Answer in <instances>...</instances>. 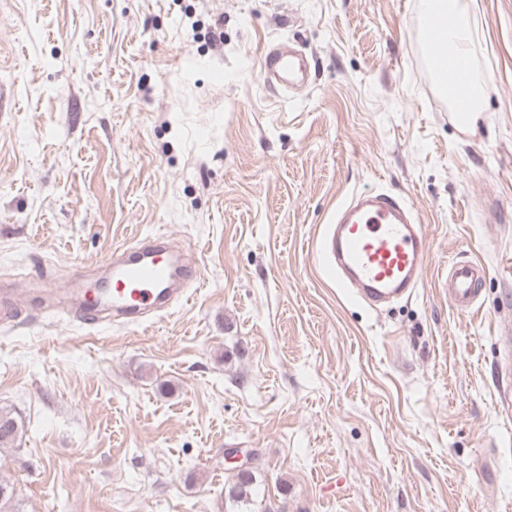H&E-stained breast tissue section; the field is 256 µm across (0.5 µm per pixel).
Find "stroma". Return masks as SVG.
<instances>
[{
	"label": "stroma",
	"instance_id": "1",
	"mask_svg": "<svg viewBox=\"0 0 512 512\" xmlns=\"http://www.w3.org/2000/svg\"><path fill=\"white\" fill-rule=\"evenodd\" d=\"M475 132L452 119L422 0H0V449L16 512H512V0H470ZM221 21L224 43L208 31ZM287 42L307 86H265ZM403 198L422 288L371 311L318 267L351 194ZM150 233L187 303L144 325L42 312ZM482 264L477 305L448 265ZM230 448L256 493L229 499ZM484 278L481 264L470 260H459L448 269V301L462 311L470 310L480 294ZM24 425L10 410L0 409V448H11L22 434Z\"/></svg>",
	"mask_w": 512,
	"mask_h": 512
}]
</instances>
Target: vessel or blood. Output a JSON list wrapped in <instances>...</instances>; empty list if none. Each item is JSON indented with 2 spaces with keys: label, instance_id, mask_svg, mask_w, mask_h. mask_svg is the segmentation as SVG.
<instances>
[{
  "label": "vessel or blood",
  "instance_id": "vessel-or-blood-1",
  "mask_svg": "<svg viewBox=\"0 0 512 512\" xmlns=\"http://www.w3.org/2000/svg\"><path fill=\"white\" fill-rule=\"evenodd\" d=\"M260 76L287 88L308 80L299 54L289 48L265 52L260 58ZM318 257L348 299L375 309L421 285L429 241L406 201L366 191L353 194L337 208L335 219L320 236ZM483 278L479 263H452L449 302L462 311L471 309ZM197 280L196 266L182 257L171 237L155 235L120 249L99 279L96 295L73 299L69 310L88 326L102 323L108 314L115 322L139 326L188 301Z\"/></svg>",
  "mask_w": 512,
  "mask_h": 512
}]
</instances>
